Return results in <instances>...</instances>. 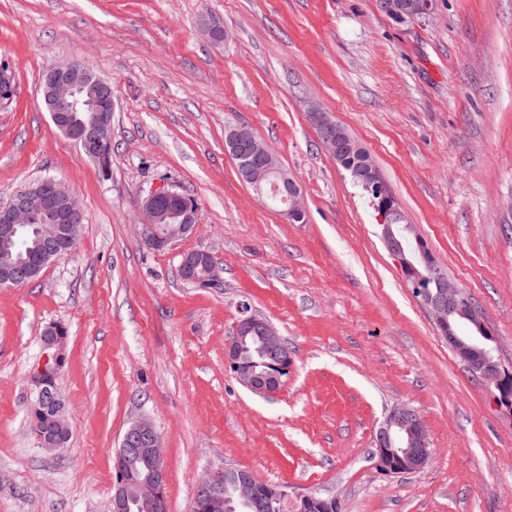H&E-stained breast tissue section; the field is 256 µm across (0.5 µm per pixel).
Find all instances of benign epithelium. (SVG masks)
Listing matches in <instances>:
<instances>
[{
    "label": "benign epithelium",
    "mask_w": 512,
    "mask_h": 512,
    "mask_svg": "<svg viewBox=\"0 0 512 512\" xmlns=\"http://www.w3.org/2000/svg\"><path fill=\"white\" fill-rule=\"evenodd\" d=\"M380 9L396 20L406 23L425 18L434 11L435 0H378ZM42 101L50 113L54 125L70 141L77 144L92 158H103L112 145V82L100 77L88 65L80 62H63L52 67L42 84ZM311 118L320 132V140L328 155L338 164L348 157H359L357 165L350 167L352 177L361 182L373 196L378 224L382 226L386 246L398 266L407 264L401 244L392 232V226L404 224V229L417 235L413 225L405 223L404 215L388 193L382 177L361 143L352 142L346 129L317 110ZM226 151L239 160L238 175L256 194L265 199H276L282 214L290 220L304 218L306 207L304 195L296 182L288 177L274 153L243 127H236L225 137ZM142 214V234L146 241L160 249L196 229L197 206L190 202L173 186L162 184L153 188L139 201ZM179 222L161 230L159 225L169 218ZM85 213L75 195L55 178H44L26 189L25 193L7 207L0 209V239L12 240L17 228L24 224H42L45 233L40 241V261L31 264L16 262L0 269V283L20 286L41 274L46 262L60 260L58 246L66 241L73 245L77 241ZM427 274L418 277L414 290L421 297V304L431 315L441 336L448 338V346L470 363L473 369L497 384L505 382V376L492 368L485 359L471 356V351L457 346L456 337L448 323V315L465 311L478 326L481 335L489 336L480 316L467 305L464 289L433 267L429 255L422 254ZM256 336L263 344L264 355L270 368L257 371L244 362L242 342ZM48 350L44 361L37 367L33 383L38 388L32 403L36 413L49 409L53 413L63 412V401L57 385L42 386L43 381L60 367L63 351L62 337L44 339ZM224 357L235 377L247 389L264 395H273L283 386L280 374L273 366L290 358L288 346L276 326L265 318L250 312L247 304L241 305V318L232 334L224 341ZM67 428L55 425L39 436L44 448H59L66 438ZM162 436L155 425L145 417L135 419L124 434V452L116 462L117 477L113 484L112 512H127L132 500L131 491L138 492L147 512H168V500L164 490L167 484V469L163 464ZM426 424L419 413L410 406L393 408L375 435L374 458L376 466L385 472L402 473L423 469L430 458ZM231 491L240 502L244 512H266L269 505L286 495L279 485L268 488L265 497L254 492L251 474L232 468H216L207 471L198 479L194 497L220 499L223 492ZM341 508L338 498L318 499L312 494L299 496L294 508L297 512H326L331 505Z\"/></svg>",
    "instance_id": "benign-epithelium-1"
}]
</instances>
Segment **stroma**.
Instances as JSON below:
<instances>
[{
	"mask_svg": "<svg viewBox=\"0 0 512 512\" xmlns=\"http://www.w3.org/2000/svg\"><path fill=\"white\" fill-rule=\"evenodd\" d=\"M64 61L112 82L108 166L43 106L44 75ZM1 68L0 204L51 176L85 222L69 256L0 288V512H111L113 456L142 415L163 436L170 512H191L218 467L342 512H512V409L439 336L308 114L371 153L512 372V0H436L406 24L376 0H0ZM237 126L299 183L303 222L239 179L224 149ZM163 183L197 201L200 225L157 250L139 201ZM193 250L214 257L217 285L181 279ZM243 302L291 352L276 394L225 362ZM52 325L66 331L58 450L27 415ZM400 405L423 416L431 457L387 474L374 439Z\"/></svg>",
	"mask_w": 512,
	"mask_h": 512,
	"instance_id": "obj_1",
	"label": "stroma"
}]
</instances>
